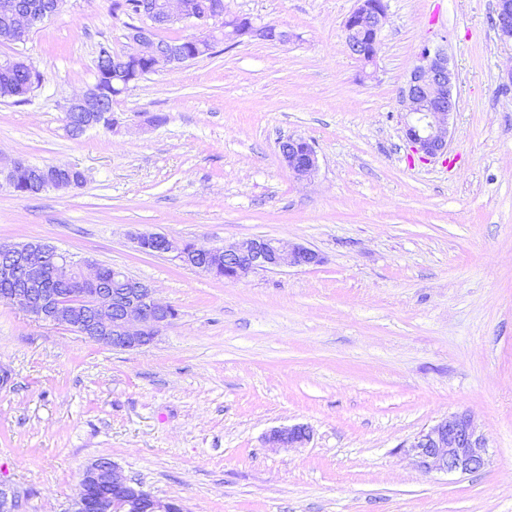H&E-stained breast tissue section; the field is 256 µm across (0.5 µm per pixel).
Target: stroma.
Returning a JSON list of instances; mask_svg holds the SVG:
<instances>
[{
  "label": "stroma",
  "mask_w": 512,
  "mask_h": 512,
  "mask_svg": "<svg viewBox=\"0 0 512 512\" xmlns=\"http://www.w3.org/2000/svg\"><path fill=\"white\" fill-rule=\"evenodd\" d=\"M286 44L219 43L118 97L120 132L64 131L99 44L128 51L112 0H67L26 44L44 76L0 100V152L75 165L83 188L0 190V242L40 239L150 283L179 316L119 352L0 302V484L24 512H68L107 457L186 512H512V44L496 0H385L367 66L343 26L356 0H224ZM447 50L459 109L448 152L419 160L399 92L423 45ZM165 123L145 127L149 116ZM312 140L296 180L278 142ZM200 245L270 237L322 265L216 279L132 249V229ZM469 412L475 474L421 471L404 446ZM307 425L302 448L274 427ZM492 22L499 37L512 43V0H497ZM264 440L272 448H302L311 440V432L308 426L296 424L273 428L265 435Z\"/></svg>",
  "instance_id": "stroma-1"
}]
</instances>
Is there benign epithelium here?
Listing matches in <instances>:
<instances>
[{
  "label": "benign epithelium",
  "instance_id": "benign-epithelium-1",
  "mask_svg": "<svg viewBox=\"0 0 512 512\" xmlns=\"http://www.w3.org/2000/svg\"><path fill=\"white\" fill-rule=\"evenodd\" d=\"M46 11L36 4L7 5L0 21L22 38L60 11ZM387 23L379 0H358L344 24L348 54L367 64L374 60L376 47ZM182 24L196 28L183 44L163 45L156 30ZM493 26L499 37L512 41V0H497ZM273 38L286 43L290 35L273 25H258L249 16L228 17L224 4L198 13L189 0H154L150 10L127 26L130 50L118 57L130 63L126 71L117 65L107 68L105 54L95 66V80L65 100L66 116L80 117L87 128L98 126L99 113L112 111V101L146 77L181 68L200 58L220 40L239 43L251 36ZM405 116V136L413 153L423 160L435 159L448 150L451 120L458 111L456 74L443 48H422L418 63L400 91ZM281 161L300 181H308L319 170L313 143L291 135L278 141ZM21 162L0 158V189L14 190V175ZM46 183L65 188L62 177L73 173L86 178L73 165H47L39 170ZM128 240L134 250L171 255L183 265L217 278L247 280L257 274L283 268H310L324 262L322 255L305 245L284 243L276 238H246L222 246H200L166 234L131 231ZM50 279L75 280L92 292L74 295L67 288H53ZM103 267L92 258H74L44 240L0 245V301L6 302L38 322L66 327L97 344L119 351H134L154 343L162 331L178 318L174 305L159 299L149 283L120 267H112V287L101 288ZM272 448H302L311 440L308 426L296 424L273 428L264 437ZM407 453L425 472L471 474L486 464L487 446L472 416L455 412L423 430L407 446ZM0 512H21L20 495L0 485ZM70 512H183L181 503L161 499L144 490L142 484L122 473L113 460L101 457L84 471Z\"/></svg>",
  "mask_w": 512,
  "mask_h": 512
}]
</instances>
